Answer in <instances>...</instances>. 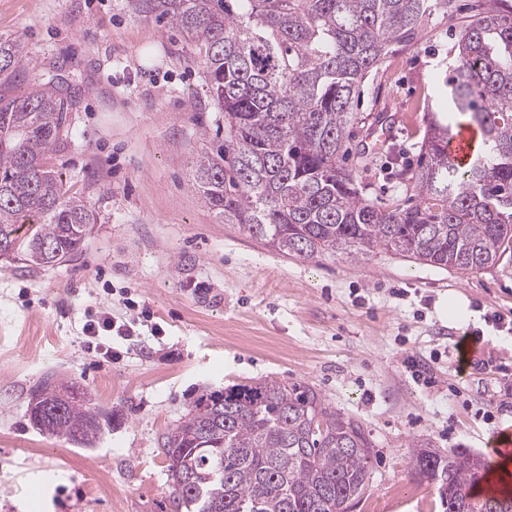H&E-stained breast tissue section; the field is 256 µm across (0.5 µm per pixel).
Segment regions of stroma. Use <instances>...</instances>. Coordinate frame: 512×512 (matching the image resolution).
I'll list each match as a JSON object with an SVG mask.
<instances>
[{
    "label": "stroma",
    "mask_w": 512,
    "mask_h": 512,
    "mask_svg": "<svg viewBox=\"0 0 512 512\" xmlns=\"http://www.w3.org/2000/svg\"><path fill=\"white\" fill-rule=\"evenodd\" d=\"M487 5L454 0L366 78L353 127L369 149L365 197L403 198L394 163H415L428 113L447 111L454 33ZM0 37L78 92L49 163L100 213L70 261H0V512H172L168 429L200 395L265 378L309 384L370 433L372 479L353 512H445L411 445L489 458L490 435L512 427V257L460 273L390 253L283 255L195 189L224 114L197 49L165 21L126 0H0ZM102 309L136 324L108 361L83 334ZM48 377L102 411L94 447L32 426Z\"/></svg>",
    "instance_id": "obj_1"
}]
</instances>
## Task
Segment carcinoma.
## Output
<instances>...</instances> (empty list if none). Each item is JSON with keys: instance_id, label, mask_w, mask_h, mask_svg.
<instances>
[{"instance_id": "obj_1", "label": "carcinoma", "mask_w": 512, "mask_h": 512, "mask_svg": "<svg viewBox=\"0 0 512 512\" xmlns=\"http://www.w3.org/2000/svg\"><path fill=\"white\" fill-rule=\"evenodd\" d=\"M461 24L446 79L448 114L434 117L416 164L400 169L408 199L383 209L344 165L365 77L416 44L452 0H128L199 49L224 142L197 157L193 186L224 223L304 259L391 252L459 271L512 256V6ZM30 61L0 40V260L55 266L78 252L98 213L48 165L69 136L66 99L51 83L19 94ZM478 128L483 152L448 162L452 128ZM45 244L53 255L41 253ZM30 420L82 447L102 415L73 382L46 380ZM370 433L303 382L263 379L203 394L168 430L163 452L174 512H351L369 485ZM415 472L438 485L445 512H512V494L477 497L488 470L467 451L416 445Z\"/></svg>"}]
</instances>
